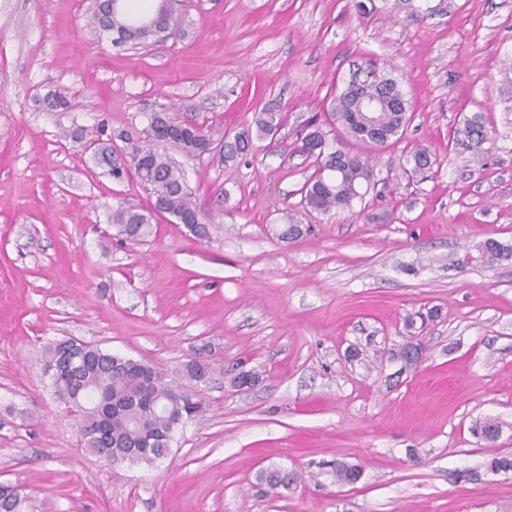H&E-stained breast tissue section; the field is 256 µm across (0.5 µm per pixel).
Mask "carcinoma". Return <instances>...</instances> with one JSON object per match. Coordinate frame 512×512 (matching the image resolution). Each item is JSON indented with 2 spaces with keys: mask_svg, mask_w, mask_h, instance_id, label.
I'll list each match as a JSON object with an SVG mask.
<instances>
[{
  "mask_svg": "<svg viewBox=\"0 0 512 512\" xmlns=\"http://www.w3.org/2000/svg\"><path fill=\"white\" fill-rule=\"evenodd\" d=\"M101 0L95 5L91 18L101 32L112 28L121 35L122 45H145L159 40L156 20L146 21L141 15L131 14L118 2ZM376 99L379 107L374 126L360 123L361 102ZM328 118L339 123L345 133L369 148L366 154L346 149L334 129L307 124L302 138L301 152L312 160L313 174L302 187L301 205L309 213L330 214L351 209L353 203L364 198L363 185L370 183L374 151L399 141L407 130L412 110L407 94L399 80L380 66L373 69L359 84H347L340 92L324 98ZM283 115L271 109L254 113L252 125L233 135L225 134L224 143L212 152V160L227 163L244 156L253 149L254 139L264 140L273 129L281 127ZM197 125L179 121L169 112H150L147 124L137 137L119 134L128 148L130 163L136 168L139 186L149 195L150 204H161L173 216L184 221L198 222V232H205L204 222L213 218L201 213L194 193L187 183L180 164L171 159L166 148L173 145L188 157H197L207 151L206 140L196 133ZM78 139L94 147L98 163L107 167L113 180L122 182L127 169L118 159L112 134L105 126L80 129ZM494 140L487 120L481 113L474 114L454 128L450 147L457 154L467 153L478 160L490 151ZM406 175H414L432 166V154L425 147L414 148L406 158ZM155 210L142 213L119 206L112 210V223L122 240L139 244L152 234ZM512 258V247L493 238L485 240L479 262L492 264ZM63 342L57 341L46 350L45 370L57 399L72 409L79 400L93 399L76 414L77 425L83 437V447L109 461L152 466L164 458L171 447L175 433L202 414V402L197 389L203 373L215 369L205 359H188L177 372L184 384L178 385L166 378L158 367L141 360L100 352L97 360L76 359L70 368H62L59 354ZM474 431L489 444L500 436L499 422L486 419L475 423ZM336 483L353 485L361 470L346 463H336L333 471ZM258 480L275 491L284 489L295 478L279 470H265ZM25 497L9 483H0V512H24Z\"/></svg>",
  "mask_w": 512,
  "mask_h": 512,
  "instance_id": "cac0c4a2",
  "label": "carcinoma"
}]
</instances>
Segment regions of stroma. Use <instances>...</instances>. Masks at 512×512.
Instances as JSON below:
<instances>
[{
    "label": "stroma",
    "mask_w": 512,
    "mask_h": 512,
    "mask_svg": "<svg viewBox=\"0 0 512 512\" xmlns=\"http://www.w3.org/2000/svg\"><path fill=\"white\" fill-rule=\"evenodd\" d=\"M92 6L0 0V482L25 512H512V472L487 468L512 454V259L457 263L490 237L512 245V0H183L177 31L136 49L99 34ZM371 58L413 119L352 211H300L303 127ZM54 91L68 108L43 105ZM162 107L218 138L264 108L285 121L224 165L169 147L217 227L162 220L130 245L107 216L149 199L77 131L139 129ZM477 112L496 146L474 163L448 140ZM417 145L437 161L410 180ZM289 212L303 232L284 240ZM432 306L423 362L396 376L388 348ZM68 338L171 374L214 365L166 459L113 465L80 445L44 371ZM356 343L377 368L351 360ZM239 361L258 385L231 387ZM485 419L502 427L492 446L473 432ZM339 460L357 484H336ZM271 468L295 483L263 492Z\"/></svg>",
    "instance_id": "stroma-1"
}]
</instances>
